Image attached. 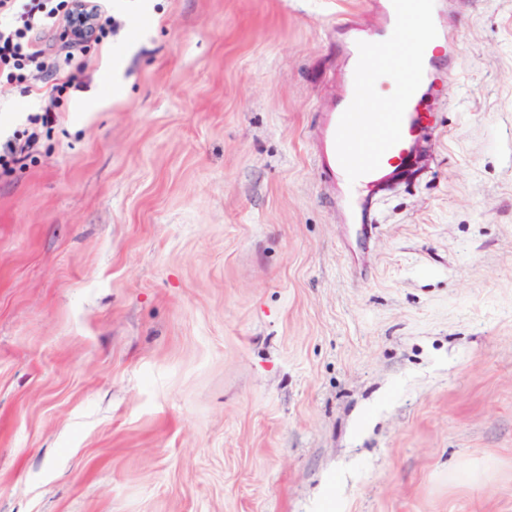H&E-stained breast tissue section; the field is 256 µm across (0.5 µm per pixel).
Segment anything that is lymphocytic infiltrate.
<instances>
[{"label": "lymphocytic infiltrate", "instance_id": "obj_1", "mask_svg": "<svg viewBox=\"0 0 512 512\" xmlns=\"http://www.w3.org/2000/svg\"><path fill=\"white\" fill-rule=\"evenodd\" d=\"M71 12V0H0V86L39 89L41 104L27 117L22 133L0 140V169L24 166L43 134L57 121L62 97L80 88L85 64L72 53L50 54L39 44L42 35L59 29ZM42 84H35V77Z\"/></svg>", "mask_w": 512, "mask_h": 512}]
</instances>
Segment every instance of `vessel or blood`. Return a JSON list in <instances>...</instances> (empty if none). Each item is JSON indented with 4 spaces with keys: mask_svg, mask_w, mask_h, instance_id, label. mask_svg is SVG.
Wrapping results in <instances>:
<instances>
[{
    "mask_svg": "<svg viewBox=\"0 0 512 512\" xmlns=\"http://www.w3.org/2000/svg\"><path fill=\"white\" fill-rule=\"evenodd\" d=\"M438 0H386L378 10L383 26L366 48L351 50L353 61L338 105L321 114L315 130V160L328 185L373 186L392 164H406L424 130L422 104L431 90L436 61L432 44L445 26H456L472 0H453L449 14ZM390 86H383L382 75ZM389 88L385 108L372 105Z\"/></svg>",
    "mask_w": 512,
    "mask_h": 512,
    "instance_id": "vessel-or-blood-1",
    "label": "vessel or blood"
}]
</instances>
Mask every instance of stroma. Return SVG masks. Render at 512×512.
Listing matches in <instances>:
<instances>
[{"label": "stroma", "mask_w": 512, "mask_h": 512, "mask_svg": "<svg viewBox=\"0 0 512 512\" xmlns=\"http://www.w3.org/2000/svg\"><path fill=\"white\" fill-rule=\"evenodd\" d=\"M0 171V512H512V0L416 177L313 158L368 0H111ZM36 93L0 87V136ZM96 2H98L100 5L97 18L95 20V28L91 37L84 42H73L74 44L84 45L87 47V43L93 42L94 45H100L104 43V41H106L110 36H112V34L119 27V23L116 20V18L109 14L108 10L105 7V4L103 3L108 1L96 0Z\"/></svg>", "instance_id": "1"}]
</instances>
